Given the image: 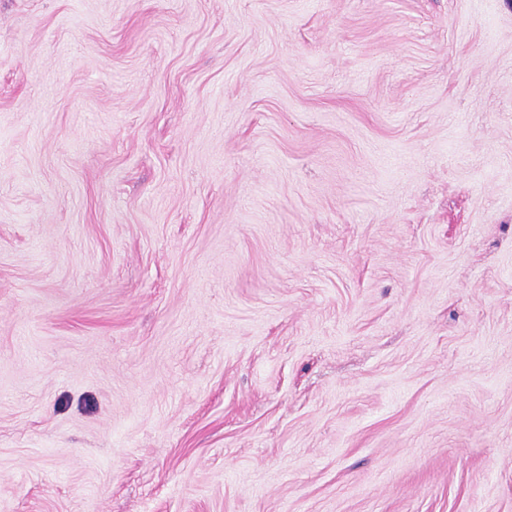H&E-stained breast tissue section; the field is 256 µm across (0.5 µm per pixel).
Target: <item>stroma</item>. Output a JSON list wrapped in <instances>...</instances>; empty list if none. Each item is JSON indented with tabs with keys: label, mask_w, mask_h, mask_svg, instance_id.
Here are the masks:
<instances>
[{
	"label": "stroma",
	"mask_w": 512,
	"mask_h": 512,
	"mask_svg": "<svg viewBox=\"0 0 512 512\" xmlns=\"http://www.w3.org/2000/svg\"><path fill=\"white\" fill-rule=\"evenodd\" d=\"M0 512H512V0H0Z\"/></svg>",
	"instance_id": "obj_1"
}]
</instances>
